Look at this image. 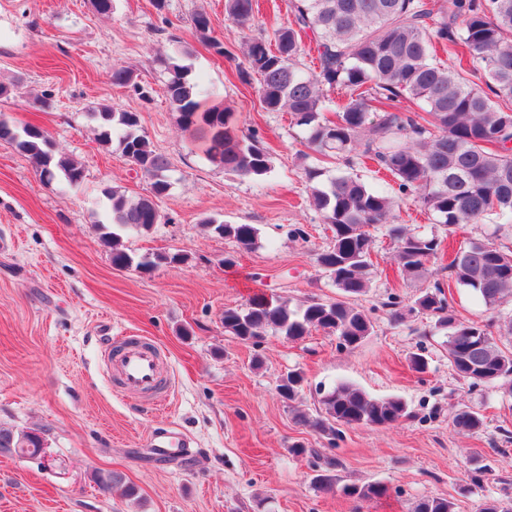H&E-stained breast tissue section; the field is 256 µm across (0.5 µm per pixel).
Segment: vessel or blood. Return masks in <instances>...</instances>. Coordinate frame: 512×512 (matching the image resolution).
<instances>
[{
    "label": "vessel or blood",
    "mask_w": 512,
    "mask_h": 512,
    "mask_svg": "<svg viewBox=\"0 0 512 512\" xmlns=\"http://www.w3.org/2000/svg\"><path fill=\"white\" fill-rule=\"evenodd\" d=\"M107 363L120 393L162 406L168 387L161 358L151 342L126 337L108 345Z\"/></svg>",
    "instance_id": "1"
}]
</instances>
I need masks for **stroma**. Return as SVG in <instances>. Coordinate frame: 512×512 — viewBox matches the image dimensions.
<instances>
[{"instance_id": "35a3bbf8", "label": "stroma", "mask_w": 512, "mask_h": 512, "mask_svg": "<svg viewBox=\"0 0 512 512\" xmlns=\"http://www.w3.org/2000/svg\"><path fill=\"white\" fill-rule=\"evenodd\" d=\"M198 11L231 58L196 39ZM290 18L288 0H259L246 30L227 20L224 0H167L160 11L151 0H113L108 15L92 0H0V84L11 89L0 98V118L42 127L55 153L84 170L78 186L45 185L32 160L0 140V426L44 431L56 458L45 468L0 456V512H411L425 497L451 499L456 512H479L488 499L512 507V397L460 378L445 336L427 335L428 319L392 321L388 298L409 306L435 278L407 283L383 231L374 233L371 285L356 300L374 331L356 349L320 331L296 343L280 336L244 343L224 332L225 308L257 294L294 305L339 296L316 264L331 232L310 202L303 130L287 113L263 111L256 85L235 76L243 37L271 34ZM184 46L201 85L271 153L264 180L224 172L189 151L157 60ZM115 65L130 67L148 98L113 86ZM100 105L139 113L152 146L173 166L172 187L157 201L160 223L123 234L126 252H178L184 263L150 272L113 265L96 225L106 193L138 196L149 186L118 147L100 143L87 118ZM396 215L454 248L488 231L484 224L445 231L409 199ZM207 217L255 225L257 247L218 236L203 226ZM298 228L304 237L295 236ZM109 336H139L158 349L172 383L162 410L118 393L102 355ZM418 350L428 361L423 373L408 361ZM291 370L305 381L290 403L277 385ZM341 382L402 398L409 414L389 427L320 435L300 417L315 414L322 392ZM463 408L483 415L482 431L454 428ZM170 426L188 457L156 454L150 434ZM297 443L308 454H294ZM326 459L335 460L338 483L329 492L313 483ZM478 466L489 474L468 486ZM96 471L121 473L136 496L100 490ZM371 482L385 484L388 497L357 501L341 490Z\"/></svg>"}]
</instances>
